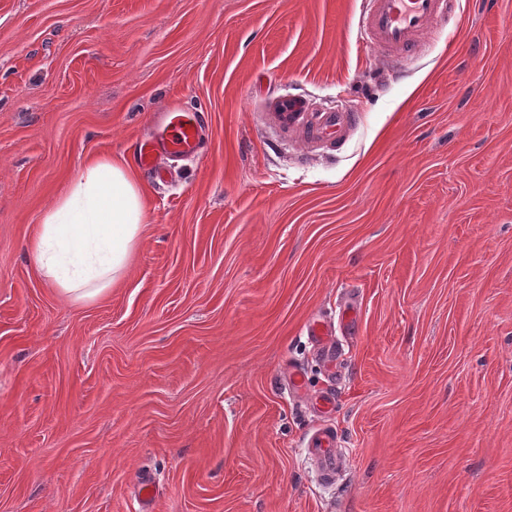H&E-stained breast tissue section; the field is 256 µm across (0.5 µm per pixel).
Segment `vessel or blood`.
Segmentation results:
<instances>
[{"mask_svg":"<svg viewBox=\"0 0 512 512\" xmlns=\"http://www.w3.org/2000/svg\"><path fill=\"white\" fill-rule=\"evenodd\" d=\"M456 0H367L359 25L366 46L384 58L405 57L422 42L429 27L452 12ZM279 126L300 128L313 140H340L356 122L348 110L336 107L321 112L310 120L302 105L282 101L272 114ZM200 151V124L195 113L171 107L166 114L164 131L159 139L143 141L137 153L138 164L157 170L160 154L193 157ZM307 450L318 465L325 482H334L339 464L336 433L333 429H318L308 440Z\"/></svg>","mask_w":512,"mask_h":512,"instance_id":"1","label":"vessel or blood"}]
</instances>
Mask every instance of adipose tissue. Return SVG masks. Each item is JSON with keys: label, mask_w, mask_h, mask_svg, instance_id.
<instances>
[{"label": "adipose tissue", "mask_w": 512, "mask_h": 512, "mask_svg": "<svg viewBox=\"0 0 512 512\" xmlns=\"http://www.w3.org/2000/svg\"><path fill=\"white\" fill-rule=\"evenodd\" d=\"M142 188L122 162L88 158L44 213L29 252L36 270L74 300L109 291L144 231Z\"/></svg>", "instance_id": "obj_1"}]
</instances>
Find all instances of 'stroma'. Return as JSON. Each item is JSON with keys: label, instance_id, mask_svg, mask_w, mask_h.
Wrapping results in <instances>:
<instances>
[{"label": "stroma", "instance_id": "obj_1", "mask_svg": "<svg viewBox=\"0 0 512 512\" xmlns=\"http://www.w3.org/2000/svg\"><path fill=\"white\" fill-rule=\"evenodd\" d=\"M364 9L0 0V512H512V0H461L402 72ZM284 97L360 121L312 141ZM176 105L202 154L138 169L129 271L66 298L43 213ZM307 450L318 465L322 480L332 483L339 464L336 433L329 427L318 429L308 440Z\"/></svg>", "mask_w": 512, "mask_h": 512}]
</instances>
